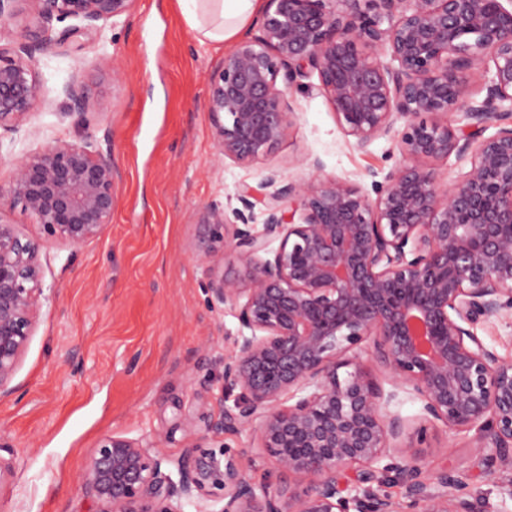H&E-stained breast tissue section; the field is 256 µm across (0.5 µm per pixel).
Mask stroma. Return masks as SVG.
<instances>
[{
  "label": "stroma",
  "mask_w": 512,
  "mask_h": 512,
  "mask_svg": "<svg viewBox=\"0 0 512 512\" xmlns=\"http://www.w3.org/2000/svg\"><path fill=\"white\" fill-rule=\"evenodd\" d=\"M106 38L120 81L94 67L97 40H84L79 51L52 42L36 56L42 106L20 130H0L4 183L15 159L48 141L76 139L81 130L58 89L79 70L91 98L83 131L111 150L120 172L108 234L75 255L52 241L42 253L48 299L17 390L0 398V456L14 467L0 487V512H91L78 478L91 450L115 432L149 438L166 459L211 445L206 423L222 405L225 337L238 321L204 292L199 251L209 231L197 222L199 206L224 201L238 185L259 186L272 170L303 176L307 157L343 177L385 173L401 161L389 137L352 149L314 76L288 90L297 120L281 146L248 164L223 159L205 107L206 79L230 47L200 43L183 0H135ZM224 444L243 449L252 478L304 487L256 452L249 434L225 436ZM419 454L429 468L466 474L498 512L512 471L488 473L472 434L429 426Z\"/></svg>",
  "instance_id": "1"
}]
</instances>
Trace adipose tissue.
<instances>
[{
	"label": "adipose tissue",
	"instance_id": "ef3b65f1",
	"mask_svg": "<svg viewBox=\"0 0 512 512\" xmlns=\"http://www.w3.org/2000/svg\"><path fill=\"white\" fill-rule=\"evenodd\" d=\"M199 41L229 42L261 8V0H189Z\"/></svg>",
	"mask_w": 512,
	"mask_h": 512
}]
</instances>
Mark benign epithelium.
Returning <instances> with one entry per match:
<instances>
[{
  "mask_svg": "<svg viewBox=\"0 0 512 512\" xmlns=\"http://www.w3.org/2000/svg\"><path fill=\"white\" fill-rule=\"evenodd\" d=\"M133 2L0 0V27L26 21L23 41L0 47V129L22 128L37 107L34 59L53 21H70L69 39L100 40ZM481 69L492 76L475 90L467 76ZM310 74L354 149L392 134L404 161L360 176L371 198L309 158L308 177L272 170L263 192L239 186L227 196L239 206L209 203L198 218L240 262L227 278L219 248L204 252L211 299L239 322L224 358V392L237 396L207 431L253 432L308 486L257 482L222 444L185 449L169 461L174 478L149 442L114 433L79 477L96 512H491L463 477L403 445L425 428L391 409L399 389L421 402V420L475 431L489 467L512 470V359L474 331L512 306V0H266L259 34L207 78L218 153L245 163L284 142L296 122L287 88ZM59 93L70 113L87 112L79 71ZM452 156L468 168L450 185L423 165ZM118 178L94 136L47 142L14 161L0 211L20 208L74 254L112 224ZM44 247L0 216V397L16 390L47 300ZM393 474L400 499L385 491Z\"/></svg>",
  "mask_w": 512,
  "mask_h": 512,
  "instance_id": "1",
  "label": "benign epithelium"
}]
</instances>
